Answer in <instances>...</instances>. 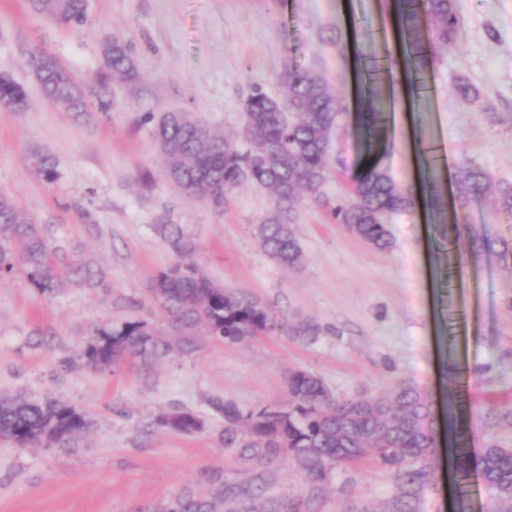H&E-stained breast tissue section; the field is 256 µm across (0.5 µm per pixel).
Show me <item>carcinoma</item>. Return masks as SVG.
Returning <instances> with one entry per match:
<instances>
[{
	"mask_svg": "<svg viewBox=\"0 0 512 512\" xmlns=\"http://www.w3.org/2000/svg\"><path fill=\"white\" fill-rule=\"evenodd\" d=\"M29 5L60 26L78 29L85 22L88 0H29ZM397 13L411 69L423 71L438 52L455 48L458 0H397ZM424 20L431 24L426 36ZM100 54L103 68L93 78L90 94L75 84L55 58L39 54L34 73L46 101L78 116L92 107L112 111L110 82L137 79L135 61L130 46L116 38L102 40ZM281 79L288 85L285 97L259 87L250 88L245 96L244 149L238 140L186 112L147 113L167 178L185 198L215 207L245 182L270 193L271 208L256 225V237L270 257L291 269L303 262L294 231L297 203L303 195L367 244L379 250L391 248L386 218L414 210L415 196L384 169L369 166L352 178L348 200L331 201L325 187L331 165L341 164L330 155L331 134L343 110L341 99L313 71L299 72L288 65ZM0 104L16 112L27 105L25 89L2 73ZM35 159L43 178L54 181L57 171L52 158L39 154ZM455 179L461 187L459 207L492 192L495 217H512V183L495 186L490 173L466 161L456 166ZM156 229L176 255L175 262L157 272L149 288L165 314L167 329L157 332L139 319L96 327L76 355L81 364L101 371L133 363L150 371L174 350L194 351L204 338L236 344L272 328L270 309L262 299L213 281L191 260L197 245L181 225L158 224ZM469 235L470 244L480 250L499 244V258L512 264V241L488 227L471 229ZM18 268L40 294L48 296L63 287L64 271L85 281L94 278L84 263L67 257L64 247L50 244L36 219L0 196V280ZM289 332L307 338L317 335L319 327L299 320L289 326ZM286 394L284 408L250 411L230 399H210V408L224 421V447L236 450L255 467L246 482L226 483L218 490L225 512H294L292 498L268 509L258 507L266 492L265 467L285 453L305 471L315 491L346 464L366 463L390 471L398 493L389 512H421L439 447L435 417L422 390L399 386L386 394L339 398L316 375L293 370L286 377ZM155 425L185 434L203 429L196 414L178 408L161 414ZM91 427L89 415L69 403L0 396V440L17 446L69 447ZM455 461L459 493H465L474 473L490 494L491 512H512V448H486L475 458L459 450ZM165 512H214L213 498L180 495Z\"/></svg>",
	"mask_w": 512,
	"mask_h": 512,
	"instance_id": "cac0c4a2",
	"label": "carcinoma"
}]
</instances>
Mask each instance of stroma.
Masks as SVG:
<instances>
[{
  "mask_svg": "<svg viewBox=\"0 0 512 512\" xmlns=\"http://www.w3.org/2000/svg\"><path fill=\"white\" fill-rule=\"evenodd\" d=\"M382 2L90 0L84 25L64 29L28 0H0V73L28 95L25 111L0 105V195L107 282L70 283L46 297L23 270L0 281V393L58 398L94 422L72 448L0 440V512H163L184 492L245 479L251 466L224 446L223 422L208 402L219 396L250 410L284 401L293 369L318 375L338 397L414 384L430 398L440 441L465 434L473 456L512 448V265L487 251L459 258L448 220L460 194L459 160L512 181V0H460L455 50L429 66L427 90L407 96L393 79L404 59ZM106 37L130 45L138 73L112 84L116 109L79 118L51 106L31 53L53 56L84 86L102 68ZM371 61L380 67L378 89L392 100L372 129V101L360 91ZM288 64L323 75L343 104L332 138L343 166L327 194L342 195L372 163L415 191V211L387 221L390 249H374L305 200L294 225L304 262L289 269L254 234L270 208L268 192L244 183L217 208L186 199L168 181L146 113L191 112L239 137L248 90L285 96L280 74ZM460 79L479 90L478 101L458 96ZM38 152L53 158L56 182L36 170ZM163 215L195 240V260L211 278L270 306L274 328L238 344L207 341L172 353L148 375L132 365L63 369L94 326L137 317L165 327L149 293L154 275L174 260L155 229ZM300 318L320 334L289 336ZM173 408L194 412L203 429L154 427ZM433 468L422 512H456L454 474L440 459ZM268 474V497L307 498L308 478L290 459ZM396 493L389 473L349 465L332 475L313 512L365 504L386 512Z\"/></svg>",
  "mask_w": 512,
  "mask_h": 512,
  "instance_id": "1",
  "label": "stroma"
}]
</instances>
